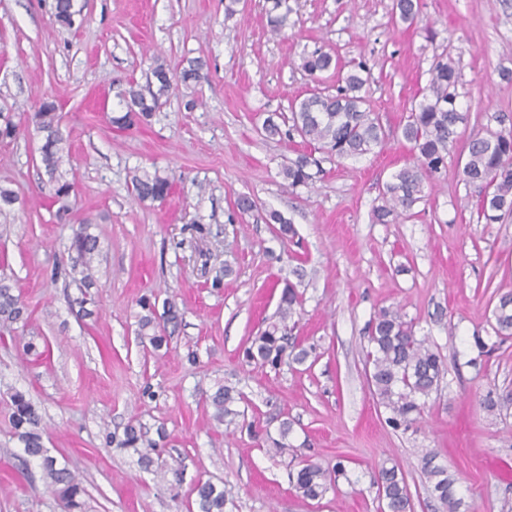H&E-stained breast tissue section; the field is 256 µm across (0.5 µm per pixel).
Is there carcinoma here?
<instances>
[{"label":"carcinoma","mask_w":512,"mask_h":512,"mask_svg":"<svg viewBox=\"0 0 512 512\" xmlns=\"http://www.w3.org/2000/svg\"><path fill=\"white\" fill-rule=\"evenodd\" d=\"M286 0H272L268 10L270 31L282 32L288 13H279ZM393 14L410 25L417 23L420 0H394ZM81 14L75 0H54L55 22L72 27L74 17ZM207 63L200 57L186 60L180 71L172 73L163 62L150 67L146 87L134 79L127 87L116 92L122 114L111 117L118 129H130L150 120L158 111L162 100L168 98L180 84L189 87L206 77ZM302 68L317 79L332 72L336 77V93L313 91L289 105L290 117L283 120L288 125L282 129L273 118L264 121L263 127L270 136L316 144L318 148L340 159L365 155L385 142L386 134L375 113L367 104L361 91L367 82L363 76L365 65L347 70L339 58L322 51H315L303 58ZM429 81L422 99L418 101L400 127V138L410 145L415 161L391 175L382 192L383 204L373 210L374 221L390 224L425 198V189L435 183L448 164L450 147L457 141V128L467 121V115L457 108L456 87L459 72L451 64L438 59L429 70ZM34 128L42 134L41 163L48 176L49 197L60 210H67L65 201L75 191V183L67 178L62 166L70 159L68 138L61 128L62 116L54 101L43 99L31 116ZM19 127L10 115L0 112V140H14ZM468 160L463 168L464 181L477 191L480 213L489 223H495L512 214V126L487 136H474L466 146ZM317 162L300 154L282 170L288 187L296 189L313 184L316 173L312 167ZM173 180L159 170H136L131 176V190L141 202L163 201L172 192ZM269 220L278 225L276 236L288 240L296 235L291 222L272 213ZM91 225L80 222L72 228L70 248L76 257L70 268H60L52 278L68 276L82 285L76 302L88 303L87 289L94 287V261L99 253L98 236L90 232ZM303 298L296 285L287 280L281 290L276 316L265 321V327L251 337L242 351V361L247 365L269 368L275 372L288 362L303 364L314 353L315 346L303 345L293 335L296 317L302 314ZM139 306L144 315L138 319L137 336L142 346L158 351L168 345V327H177L180 313L173 300L165 301L163 315L155 310L151 297L140 298ZM495 333L503 341L512 336V292L498 296L493 309ZM28 313L21 296L13 286L0 279V326L27 323ZM368 383L377 405L387 413L386 421L394 429L408 430L421 418L427 400L438 392L446 373L439 351L425 336H417L414 324L406 319L398 307H383L374 313L368 323V345L365 351ZM206 403L213 409V419L226 426H239L245 411L239 404L246 402L241 390L225 383L205 395ZM11 422L14 434L23 444L26 458L40 461L50 479L61 512H85L83 497L86 490L82 482L67 467H60L57 459L44 446L45 428L38 408L26 395L16 391L10 395ZM292 423L282 420L276 433L265 430L263 440L266 452L273 458L291 457L287 463L288 480L296 493L305 500L319 501L334 489L339 477L347 476L340 461L331 467L310 458H298L289 442ZM158 439L147 436L141 425L129 423L123 434L105 433V444L117 449H133L142 468L148 470L155 464L153 454L162 447L165 432L157 431ZM438 453L427 450L420 459L423 474L436 512H461L463 501L457 497L455 480L448 469L437 462ZM377 487L379 512H413V503L402 468L392 463L382 464L373 477ZM194 498L187 504L188 512H225L224 488L207 479L195 483Z\"/></svg>","instance_id":"1"}]
</instances>
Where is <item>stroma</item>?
Wrapping results in <instances>:
<instances>
[{
	"label": "stroma",
	"instance_id": "1",
	"mask_svg": "<svg viewBox=\"0 0 512 512\" xmlns=\"http://www.w3.org/2000/svg\"><path fill=\"white\" fill-rule=\"evenodd\" d=\"M84 2L64 29L53 0H0V111L25 124L39 101L55 99L78 185L59 219L46 198L40 135L27 127L0 142V185L22 199L0 215V277L16 283L30 313L27 327L0 335V512H60L41 467L20 464L15 391L39 408L45 446L81 479L90 512H186L201 478L223 482L227 512H377L372 476L386 461L402 466L414 512H434L420 471L427 449L453 474L466 512H512V337L497 342L493 317L497 295L512 292V217L486 222L462 174L465 143L497 131V114L512 116V0H420L413 26L393 20L392 0H288L278 36L267 0H239L231 15L226 0ZM316 50L350 68L365 63L363 93L389 137L358 158L318 154L314 184L292 191L281 169L306 146L265 137L262 125L314 84L335 90L330 74L316 83L301 68ZM445 55L461 73L457 103L468 120L441 181L410 217L374 223L383 185L414 160L397 130ZM157 57L173 68L204 58L209 78L179 87L147 125L114 129V85L145 83ZM142 168L174 174L173 194L134 199L129 178ZM242 194L257 208L239 217ZM272 211L291 221L293 239H277ZM84 219L101 246L90 317L71 304L75 282L50 278L71 264L70 227ZM227 263L233 274L211 288ZM299 263L297 334L315 345V362L277 372L243 364V347L275 314ZM144 295L175 299L181 313L156 353L136 335ZM384 306L400 307L447 368L406 432L387 423L365 374L367 325ZM478 336L494 351L479 353ZM28 342L42 357L24 354ZM227 381L251 400L260 426L276 429L288 416L298 455L344 461L347 479L322 500L296 497L261 440L213 421L202 394ZM147 386L154 398L143 397ZM489 394L506 400L492 414ZM131 421L165 428L161 459L181 464L178 490L144 471L133 450L106 447L105 432Z\"/></svg>",
	"mask_w": 512,
	"mask_h": 512
}]
</instances>
